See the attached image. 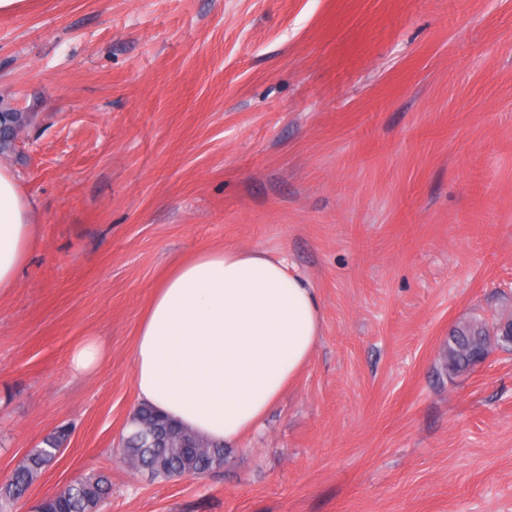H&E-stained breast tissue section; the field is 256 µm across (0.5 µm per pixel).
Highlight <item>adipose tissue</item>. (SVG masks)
<instances>
[{"label":"adipose tissue","mask_w":512,"mask_h":512,"mask_svg":"<svg viewBox=\"0 0 512 512\" xmlns=\"http://www.w3.org/2000/svg\"><path fill=\"white\" fill-rule=\"evenodd\" d=\"M32 212L0 166V293L15 287L36 240ZM320 334L316 292L285 259L201 248L172 265L140 318L137 399L204 439L235 442L261 426Z\"/></svg>","instance_id":"1"}]
</instances>
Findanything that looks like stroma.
Masks as SVG:
<instances>
[{"label":"stroma","instance_id":"35a3bbf8","mask_svg":"<svg viewBox=\"0 0 512 512\" xmlns=\"http://www.w3.org/2000/svg\"><path fill=\"white\" fill-rule=\"evenodd\" d=\"M0 107L38 231L0 294V482L69 432L6 512L90 474L108 512H512V348L444 351L512 314V0H23ZM204 246L286 258L322 332L221 469L153 480L119 447L139 320ZM501 325L502 319H499L491 326L482 320H477L457 327L448 336L446 352L448 372L458 374L469 370L474 365L473 351L476 348L488 349L491 345L502 348L510 346L509 342L502 338ZM491 336L496 338L494 344L491 342ZM103 345L96 339H88L77 345L71 354L70 364L76 374L95 370L103 356Z\"/></svg>","mask_w":512,"mask_h":512}]
</instances>
